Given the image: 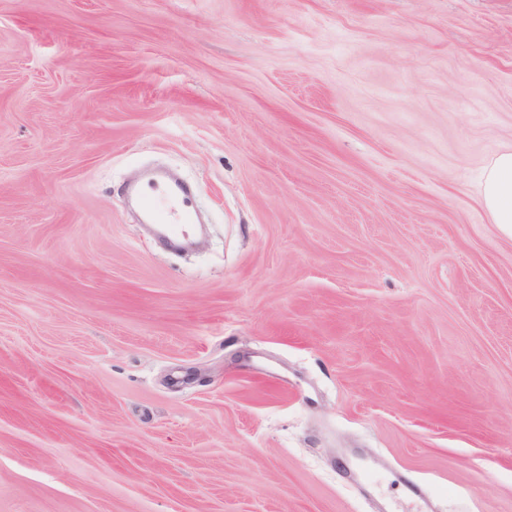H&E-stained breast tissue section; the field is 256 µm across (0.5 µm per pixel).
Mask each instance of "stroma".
Segmentation results:
<instances>
[{
  "label": "stroma",
  "mask_w": 512,
  "mask_h": 512,
  "mask_svg": "<svg viewBox=\"0 0 512 512\" xmlns=\"http://www.w3.org/2000/svg\"><path fill=\"white\" fill-rule=\"evenodd\" d=\"M511 145L512 0H0V512H512ZM480 195L493 224L512 235V147L495 156L486 168ZM149 190L153 193L149 194ZM132 192L144 200V219L148 224H164L166 229L183 236L189 234L194 216L189 206L192 192L186 184L149 175Z\"/></svg>",
  "instance_id": "35a3bbf8"
}]
</instances>
